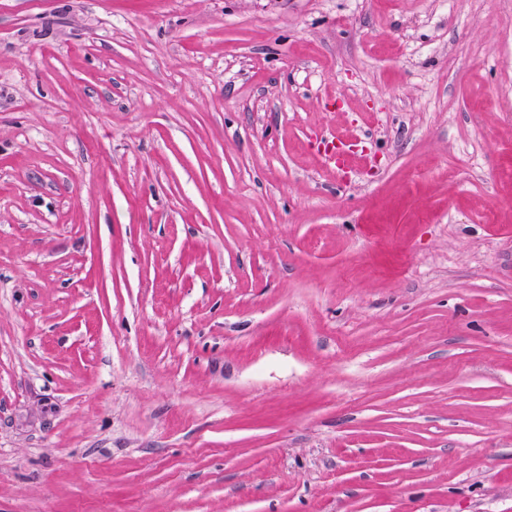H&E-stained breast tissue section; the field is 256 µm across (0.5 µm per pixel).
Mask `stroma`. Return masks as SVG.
<instances>
[{
    "label": "stroma",
    "mask_w": 512,
    "mask_h": 512,
    "mask_svg": "<svg viewBox=\"0 0 512 512\" xmlns=\"http://www.w3.org/2000/svg\"><path fill=\"white\" fill-rule=\"evenodd\" d=\"M0 512H512V0H0Z\"/></svg>",
    "instance_id": "stroma-1"
}]
</instances>
